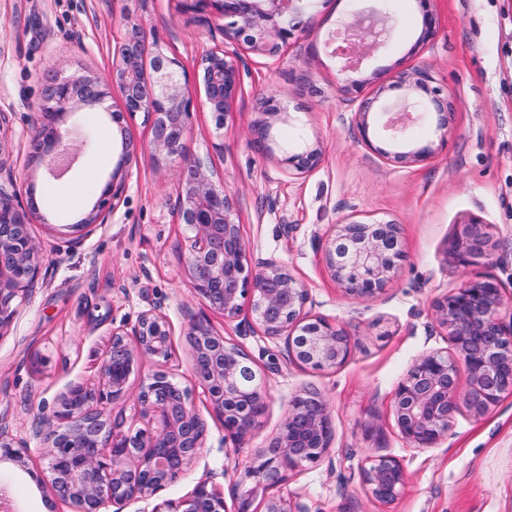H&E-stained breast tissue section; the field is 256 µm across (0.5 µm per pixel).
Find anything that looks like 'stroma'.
I'll return each mask as SVG.
<instances>
[{
    "instance_id": "1",
    "label": "stroma",
    "mask_w": 512,
    "mask_h": 512,
    "mask_svg": "<svg viewBox=\"0 0 512 512\" xmlns=\"http://www.w3.org/2000/svg\"><path fill=\"white\" fill-rule=\"evenodd\" d=\"M440 29L423 47L415 42L421 18L415 0H319L273 59L247 55L242 91L223 129H216L201 82L187 150L231 195L250 262L275 256L303 281L308 314L345 323L355 348L342 366L316 371L293 362L285 338L240 335L237 323L208 309L182 280L187 230L178 224V186L171 167L150 157L144 116L128 124L138 157L129 168L124 202L107 223L81 226L94 199L87 184L104 183L121 154L106 109L121 94L111 88L94 145L85 147L61 179L30 164L31 134L50 77L107 72L126 24L146 35V53L177 58L193 76L207 50L221 43L207 13L185 10L182 0H0V161L17 179L21 197L49 198L46 223L30 227L43 262L29 300L0 334V425L28 435L36 418L53 416L56 399L73 384L93 383L113 325L134 323L160 307L174 326L168 371L192 388V405L206 422V437L187 474L159 494L181 499L200 482L223 492L234 512L231 485L252 452L279 427L292 396L305 388L329 404L333 437L315 466L290 470L275 495L307 512H512V392L483 416L459 407L447 438L434 448L411 447L392 413V396L413 360L430 351L452 352L431 316L432 302L479 276L502 288V321L512 320V0H436ZM390 18L388 38L362 66L366 77L386 79L421 61L433 85L455 102L448 143L431 160L400 167L375 153L381 136L365 145L352 123L355 104L342 92L338 62L327 44L352 12ZM279 93L287 122L274 132L277 146L297 134L319 139L315 170L290 175L274 155L252 143L260 102ZM82 197L66 208L67 193ZM346 215L400 224L406 262L378 295L345 298L318 247ZM480 220L497 249L491 259L463 266L449 245L460 227ZM206 315L226 341L240 345L266 378L267 407L258 435L234 447L209 400L196 387L184 335L188 321ZM156 369L144 360L131 375L128 396L108 408L122 430L148 427L136 401ZM400 459L407 481L392 502L370 498L360 471L367 456ZM17 512H73L48 481L44 449L30 448L25 466L0 463Z\"/></svg>"
}]
</instances>
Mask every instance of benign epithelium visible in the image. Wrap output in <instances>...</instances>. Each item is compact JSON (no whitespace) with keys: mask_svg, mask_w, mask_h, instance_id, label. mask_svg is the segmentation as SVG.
I'll return each instance as SVG.
<instances>
[{"mask_svg":"<svg viewBox=\"0 0 512 512\" xmlns=\"http://www.w3.org/2000/svg\"><path fill=\"white\" fill-rule=\"evenodd\" d=\"M193 11H207L223 34V45L208 50L199 65L206 102L216 129L224 128L242 90L245 68L241 54L273 56L298 27L313 0H183ZM417 0L421 31L417 44L425 45L438 33L432 3ZM366 15L355 12L344 22L352 35L351 49L335 47L343 60L344 90L356 93L353 113L359 134L370 149L402 167L436 155L435 144L405 143L407 128L428 116L440 136L448 134L453 103L431 87L429 67L418 62L395 70L386 81L353 79L370 50L373 32ZM145 36L138 25L126 27L106 74L52 79L33 105L35 164L58 179L77 161L82 145L65 127L67 117L82 107L103 103L112 85L120 88L119 108L111 113L122 140V153L100 188L84 225L104 224L119 205L126 188L135 147L123 122L142 113L150 124V155L158 164H170L180 187L178 223L191 233L184 265L187 285L212 310L235 319L248 309L244 325L257 327L269 338H288L295 362L314 369H334L351 356L354 342L344 323L305 312L308 288L275 257L249 267L240 225L224 185L215 183L201 163L186 151L195 104L181 78V62L157 52L146 68ZM373 85L365 94L363 87ZM282 120L277 95L263 102L262 118L253 125L255 143L272 152L271 131ZM381 133L388 147L374 145ZM319 140L300 137L277 158L291 175L316 169L322 160ZM46 219L35 202L18 200L11 176L0 181V331L13 321L16 307L29 296L38 278L43 256L29 226ZM331 277L349 298L373 297L392 281L404 259L401 225L393 221H360L345 217L321 243ZM496 243L477 219L464 223L448 253L461 264L489 258ZM501 288L491 277L465 284L457 292L435 300L433 317L443 327L454 355L429 352L415 359L393 394V415L402 436L414 448H434L448 436L457 410L456 360H463L469 388L463 401L468 411L482 416L512 388V324L499 317ZM173 325L157 308L140 313L136 322L112 329V341L102 355L92 385L69 386L57 398V422H38L26 437L0 427V460L24 463V450L36 440L47 448L50 483L75 512H102L103 506L131 500H149L183 477L204 447L205 423L192 407L191 389L174 381L164 366L171 358ZM196 384L222 418L224 432L241 446L261 428L267 393L254 359L236 344L225 341L205 316L185 328ZM158 366L141 388L138 401L144 416L157 426L124 432L107 417L111 403L122 399L131 374L144 359ZM333 437L327 401L317 390L306 389L291 398L279 429L254 451L250 465L233 487L236 512H257L253 503L259 489H272L288 471L322 461ZM362 468L368 494L381 503L395 500L406 485L402 462L391 455L369 456ZM151 512H225L224 494L199 483L181 500H163ZM264 512H303L278 496L265 500Z\"/></svg>","mask_w":512,"mask_h":512,"instance_id":"1","label":"benign epithelium"}]
</instances>
